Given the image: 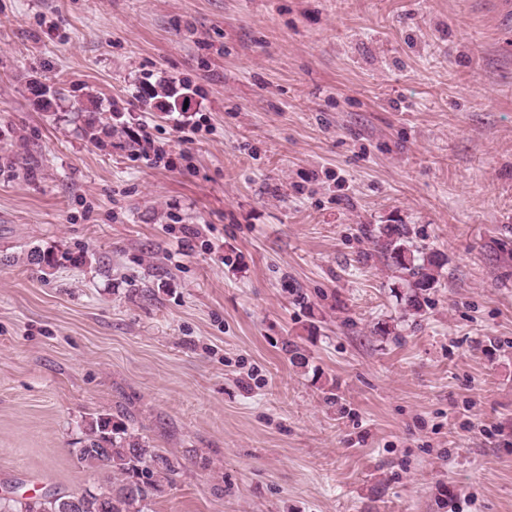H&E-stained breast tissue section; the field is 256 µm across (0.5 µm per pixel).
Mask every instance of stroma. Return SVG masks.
<instances>
[{
	"instance_id": "stroma-1",
	"label": "stroma",
	"mask_w": 512,
	"mask_h": 512,
	"mask_svg": "<svg viewBox=\"0 0 512 512\" xmlns=\"http://www.w3.org/2000/svg\"><path fill=\"white\" fill-rule=\"evenodd\" d=\"M476 2L0 0V496L89 487L79 424L128 412L182 463L150 512H512V38ZM365 224L446 257L422 316ZM143 94L145 101H153V105L155 108L163 109L164 105L168 106V109L165 110L167 112H174L177 110L178 103L176 102V99L174 98L177 94V91L170 85L169 82L165 80H160L157 85H151L147 88L143 89ZM173 103L170 104V102L167 99H172ZM168 103V104H166Z\"/></svg>"
}]
</instances>
